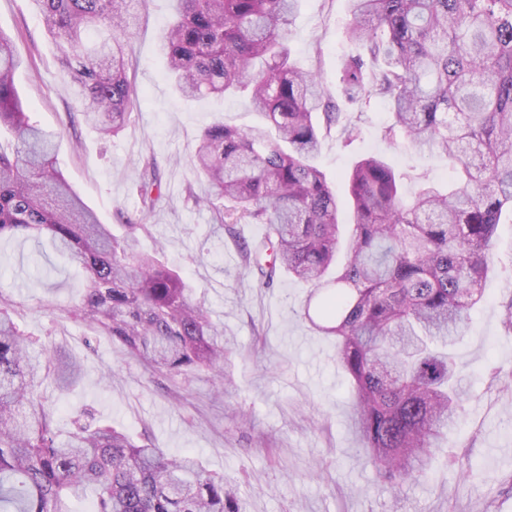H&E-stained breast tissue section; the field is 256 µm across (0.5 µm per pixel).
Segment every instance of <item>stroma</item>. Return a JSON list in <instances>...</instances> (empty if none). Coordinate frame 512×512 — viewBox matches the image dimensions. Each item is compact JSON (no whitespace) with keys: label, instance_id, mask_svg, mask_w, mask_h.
<instances>
[{"label":"stroma","instance_id":"1","mask_svg":"<svg viewBox=\"0 0 512 512\" xmlns=\"http://www.w3.org/2000/svg\"><path fill=\"white\" fill-rule=\"evenodd\" d=\"M171 15L172 0H138L131 30L137 66L130 78L140 98L127 128L105 138L83 122H69L78 106L63 87L61 53L29 0H0V30L13 38L21 61L15 85L32 122L66 131L58 153L66 177L102 223L118 224L122 211L143 214L149 231L141 248L163 247L166 262L201 288L213 321L237 342L221 384L205 371L152 370L111 337L77 319L54 321L42 308L47 298L69 306L80 297L77 264L45 240L2 242L0 285L22 301L20 327L83 363L71 393L51 384L42 390L56 426L68 429L85 412L132 437L149 435L169 455L197 456L211 473L235 481L241 512H512V333L502 324L503 304L512 299V221L497 228L485 299L455 346L469 385L462 419L443 441L428 479L390 491L350 427V384L336 364L335 342L315 333L303 315L308 286L283 275L273 288L259 287L241 248L261 242L265 225L240 224L231 234L193 202L210 191L191 162L201 130L216 121L248 128L261 118L239 96L188 100L176 92L158 50ZM348 20L347 0H304L292 21L293 61L319 70L330 89L340 77ZM390 121L379 104L363 116L351 144L335 130L323 138L315 163L340 199L348 197L347 172L368 154L384 155L408 173L406 191L418 178L448 183L447 157L383 139ZM150 155L163 197L145 213L136 183ZM449 453L468 465V479L445 466Z\"/></svg>","mask_w":512,"mask_h":512}]
</instances>
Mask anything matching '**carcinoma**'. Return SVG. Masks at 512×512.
<instances>
[{
  "label": "carcinoma",
  "mask_w": 512,
  "mask_h": 512,
  "mask_svg": "<svg viewBox=\"0 0 512 512\" xmlns=\"http://www.w3.org/2000/svg\"><path fill=\"white\" fill-rule=\"evenodd\" d=\"M62 50L63 81L84 122L103 136L128 124L138 91L130 28L136 0H30ZM301 0H173L160 51L181 96L248 92L263 123L205 127L194 169L211 193L193 197L219 227L265 224L243 251L260 284L285 272L310 286L304 316L336 341L352 381L350 418L381 482L397 491L427 476L433 450L460 419L467 392L453 355L493 262L498 224L512 213V0H348V51L340 75L358 114L380 101L389 142L448 158L447 187L423 181L410 199L403 175L379 155L347 176L353 222L313 160L341 127L342 109L318 71L291 59L289 26ZM13 41L0 30V241L45 236L86 273L74 315L148 366L224 378L233 354L198 288L139 249L148 225L131 218L116 234L57 166L63 132L30 122L16 91ZM138 193L146 212L161 198L154 161ZM21 301L0 291V512H73L97 492L96 512H240L234 486L192 455L83 416L61 432L42 402L48 381L75 384L79 362L34 354L15 321Z\"/></svg>",
  "instance_id": "obj_1"
}]
</instances>
